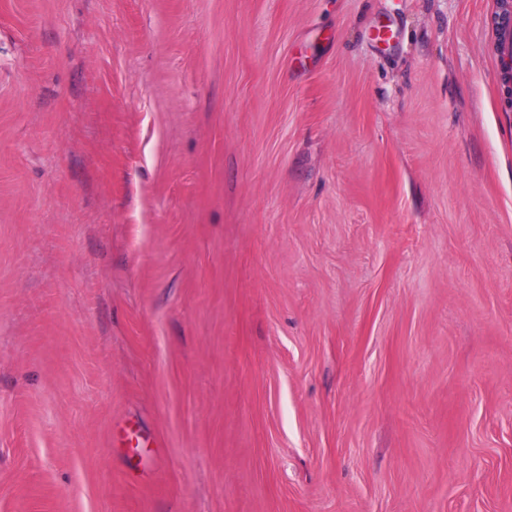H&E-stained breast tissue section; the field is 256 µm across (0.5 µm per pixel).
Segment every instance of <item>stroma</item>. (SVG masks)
Here are the masks:
<instances>
[{"label":"stroma","mask_w":512,"mask_h":512,"mask_svg":"<svg viewBox=\"0 0 512 512\" xmlns=\"http://www.w3.org/2000/svg\"><path fill=\"white\" fill-rule=\"evenodd\" d=\"M500 0H0V512H512Z\"/></svg>","instance_id":"obj_1"}]
</instances>
